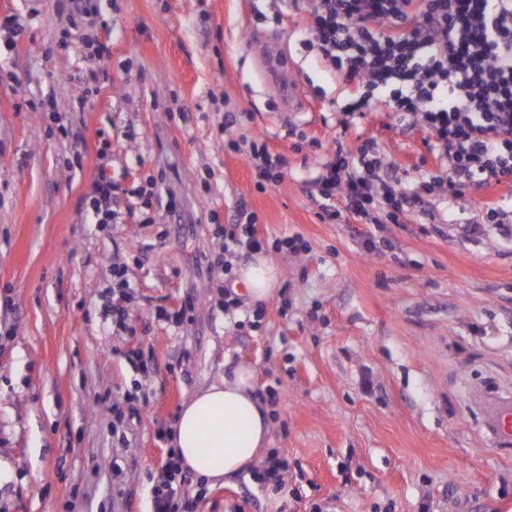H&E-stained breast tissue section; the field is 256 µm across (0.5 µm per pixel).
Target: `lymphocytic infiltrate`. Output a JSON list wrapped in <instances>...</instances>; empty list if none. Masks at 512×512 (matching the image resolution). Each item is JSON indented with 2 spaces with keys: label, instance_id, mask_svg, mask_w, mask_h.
Listing matches in <instances>:
<instances>
[{
  "label": "lymphocytic infiltrate",
  "instance_id": "1",
  "mask_svg": "<svg viewBox=\"0 0 512 512\" xmlns=\"http://www.w3.org/2000/svg\"><path fill=\"white\" fill-rule=\"evenodd\" d=\"M303 9L322 61L352 85L349 117L374 111L371 89L392 87L386 105L419 120L449 196L512 182V0H305ZM315 184L332 220L378 206L392 224L429 213L373 147L337 150ZM177 469L169 462L160 477L153 512H196L197 499L173 484Z\"/></svg>",
  "mask_w": 512,
  "mask_h": 512
}]
</instances>
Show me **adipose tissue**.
<instances>
[{
  "label": "adipose tissue",
  "instance_id": "obj_1",
  "mask_svg": "<svg viewBox=\"0 0 512 512\" xmlns=\"http://www.w3.org/2000/svg\"><path fill=\"white\" fill-rule=\"evenodd\" d=\"M239 274L252 301L275 294L278 269L264 256H254ZM270 426L269 410L255 392L254 370L240 363L183 404L170 439L182 470L215 483L256 462L267 446Z\"/></svg>",
  "mask_w": 512,
  "mask_h": 512
}]
</instances>
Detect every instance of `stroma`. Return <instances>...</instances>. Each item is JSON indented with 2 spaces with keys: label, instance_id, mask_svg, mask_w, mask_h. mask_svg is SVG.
<instances>
[{
  "label": "stroma",
  "instance_id": "obj_1",
  "mask_svg": "<svg viewBox=\"0 0 512 512\" xmlns=\"http://www.w3.org/2000/svg\"><path fill=\"white\" fill-rule=\"evenodd\" d=\"M100 5L88 19L69 0H0L23 25L0 50V512H152L182 403L240 362L258 397L278 393L269 448L288 487L179 473L198 512H512V458L493 455L477 401L512 395V242L465 232L486 203L512 212V184L432 197L427 220H322L313 179L338 146L373 141L407 188L439 165L384 104L342 125L350 86L297 35L292 0ZM42 98L51 111H33ZM228 112L247 115L232 148ZM261 143L277 182L260 181ZM102 169L122 223L88 216ZM242 203L280 269L261 304L224 250Z\"/></svg>",
  "mask_w": 512,
  "mask_h": 512
}]
</instances>
